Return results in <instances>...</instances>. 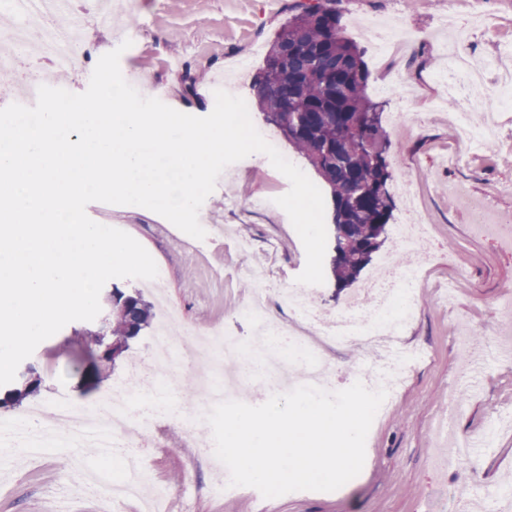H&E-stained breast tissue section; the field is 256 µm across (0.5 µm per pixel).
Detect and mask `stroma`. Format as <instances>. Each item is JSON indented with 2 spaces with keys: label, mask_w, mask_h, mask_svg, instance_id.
Wrapping results in <instances>:
<instances>
[{
  "label": "stroma",
  "mask_w": 512,
  "mask_h": 512,
  "mask_svg": "<svg viewBox=\"0 0 512 512\" xmlns=\"http://www.w3.org/2000/svg\"><path fill=\"white\" fill-rule=\"evenodd\" d=\"M293 0H112L113 12L137 19L132 45L120 59L124 78L143 96L203 117L214 108L215 90L246 99L251 120L291 163H307L267 125L258 112L251 85ZM341 34L365 54L370 79L367 95L382 106V124L391 141L388 183L394 220H418L430 227L432 263L421 274L418 314L404 332V343L420 351L409 367L397 398L375 422L366 440L361 473L332 492L296 491L266 499L254 488L215 495L211 484L222 464L215 458L209 426L188 434L178 417L194 408L199 387L184 375L167 393L171 416L154 418L153 436L141 448L142 464L155 483L187 490L195 512H494L499 492L512 486V354L502 339L512 337V309L499 307L512 297V243L477 236L469 223V201L484 200L493 221L512 217V100L502 98L499 75L512 72V0H455L461 37L441 26L443 0H342ZM87 51L56 83L84 92L103 54L123 40L93 0H75ZM383 15L414 36L402 55L383 59L361 38L369 17ZM467 54L486 69L477 91L444 96L443 80L453 54ZM468 108L475 118L499 115L489 149H470L448 121ZM396 112L416 121L399 128ZM288 179L268 158L234 163L222 172L203 203L199 221L206 230L197 240L143 207L111 205L96 212L134 237L150 253L163 278L113 279L100 294L110 313L113 289L140 292L150 303L165 302L181 318L170 334L183 343L187 328L230 331L247 337L248 321L239 315L253 288L294 284L306 263L302 241L279 206L257 207V200L279 197ZM417 199L406 207L407 194ZM98 321H74L40 343L21 370H33L40 390L27 402L50 407L59 402L89 405L101 386L123 381L138 401L152 399L150 386L134 377V365L149 354L155 333L145 329L115 364L92 357L88 334ZM476 357L474 384L458 382L462 355ZM479 444L482 471L448 463L452 443ZM122 449L84 450L74 457L59 447L41 459L0 455V512H46L54 493L68 494L71 512H106V502L79 492L77 471L86 468L100 480L121 474Z\"/></svg>",
  "instance_id": "stroma-1"
}]
</instances>
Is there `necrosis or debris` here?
I'll use <instances>...</instances> for the list:
<instances>
[{
    "label": "necrosis or debris",
    "mask_w": 512,
    "mask_h": 512,
    "mask_svg": "<svg viewBox=\"0 0 512 512\" xmlns=\"http://www.w3.org/2000/svg\"><path fill=\"white\" fill-rule=\"evenodd\" d=\"M68 36V52L78 57L84 52L85 41L81 29L75 27L61 13L36 14L31 22L0 28V74L13 70L15 53L29 47H38L43 58L54 59L58 53V37ZM428 236L424 225L407 222L397 225L394 243L398 251L412 253L416 262L404 266L386 262L381 270L367 281L365 288L371 293L369 304L349 303L333 315L323 314L307 300L305 289L296 285L281 289L280 304L293 315L289 328L272 321L268 315L269 296L266 289H254L246 302L242 315L249 320L257 335L242 340L232 335L215 336L196 332L192 344L173 346L167 331H159L154 338L147 365L141 373L149 375L157 367H164L166 377L157 385L155 413H162V397L182 376L187 366H197L201 378L202 398L211 402L218 393L237 399L242 385L225 390L228 368L256 366L261 379L269 388L285 386L297 380L303 385L331 389V371L320 351L321 345L356 347L360 360L371 362L363 372L362 382L371 389L385 387L395 392L402 379L405 361L416 353L403 342V330L417 311L416 287L420 265L428 260ZM132 400L124 386L113 387L105 403L75 411L62 405L51 415H39L34 420L9 418L0 421V440L9 442L22 438L18 455L31 454L38 448H138L144 438L150 437L151 428L146 417L134 416ZM149 480L148 472L136 462H129L126 475L120 480L103 483L86 480L84 489L97 497L116 495L135 499L140 497Z\"/></svg>",
    "instance_id": "4bbe7bcc"
}]
</instances>
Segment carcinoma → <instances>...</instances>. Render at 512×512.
I'll list each match as a JSON object with an SVG mask.
<instances>
[{
	"label": "carcinoma",
	"mask_w": 512,
	"mask_h": 512,
	"mask_svg": "<svg viewBox=\"0 0 512 512\" xmlns=\"http://www.w3.org/2000/svg\"><path fill=\"white\" fill-rule=\"evenodd\" d=\"M342 0H295L252 86L266 124L279 130L314 170L330 195L331 223L349 234L331 259L341 287L353 283L381 246L393 217L387 190L390 141L379 103L365 93L362 53L340 35ZM150 304L139 293L112 291V324L92 334V354L113 363L150 325ZM40 379L11 389L7 401L37 392Z\"/></svg>",
	"instance_id": "1"
}]
</instances>
